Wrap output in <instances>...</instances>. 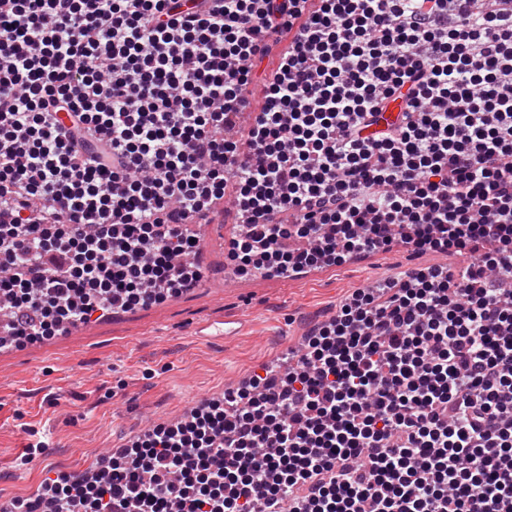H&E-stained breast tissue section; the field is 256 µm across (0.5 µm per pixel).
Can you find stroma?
I'll return each mask as SVG.
<instances>
[{"instance_id": "1", "label": "stroma", "mask_w": 512, "mask_h": 512, "mask_svg": "<svg viewBox=\"0 0 512 512\" xmlns=\"http://www.w3.org/2000/svg\"><path fill=\"white\" fill-rule=\"evenodd\" d=\"M440 254L373 252L281 281L224 278L209 266L194 292L94 322L87 334L0 355V499L74 471L140 432L183 413L201 396H223L242 378L269 371L333 317L353 291ZM239 318L236 336L198 338L197 323ZM44 453L27 459L29 446Z\"/></svg>"}]
</instances>
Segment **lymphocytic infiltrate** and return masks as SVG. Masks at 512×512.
<instances>
[{"mask_svg": "<svg viewBox=\"0 0 512 512\" xmlns=\"http://www.w3.org/2000/svg\"><path fill=\"white\" fill-rule=\"evenodd\" d=\"M227 198L243 274L467 264L354 289L284 380L12 512H512V0H0L12 339L178 296Z\"/></svg>", "mask_w": 512, "mask_h": 512, "instance_id": "f902f5d3", "label": "lymphocytic infiltrate"}]
</instances>
